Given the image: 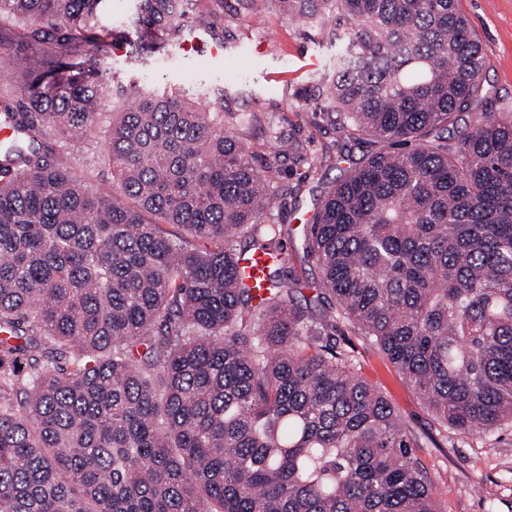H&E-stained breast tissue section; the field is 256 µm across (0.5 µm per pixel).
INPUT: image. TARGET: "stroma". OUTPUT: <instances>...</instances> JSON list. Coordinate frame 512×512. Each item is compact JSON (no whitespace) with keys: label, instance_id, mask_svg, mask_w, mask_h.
<instances>
[{"label":"stroma","instance_id":"1","mask_svg":"<svg viewBox=\"0 0 512 512\" xmlns=\"http://www.w3.org/2000/svg\"><path fill=\"white\" fill-rule=\"evenodd\" d=\"M209 38L224 47L223 64L209 55H188L175 42H157L151 53L118 41L109 46L107 69L99 76L110 87L137 84L187 101L201 100L210 112H275L280 126L307 153L323 159L311 169L284 163L275 177L281 195L274 209L290 227L304 224L321 191L346 172L339 155L360 159L365 145L343 139L330 125L314 77L330 68L336 50L316 31L285 19L275 0L253 12L238 0H208ZM486 57L484 78L504 112H512V0H458ZM122 104L105 101L97 123L80 144L53 137L45 149L69 157L91 191H115L108 142ZM336 342L351 352L354 370L381 391L417 442L416 455L433 486L438 512H512V427L496 430L493 440L444 430L403 382L377 345L349 322L336 324Z\"/></svg>","mask_w":512,"mask_h":512}]
</instances>
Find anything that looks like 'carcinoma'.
<instances>
[{
    "label": "carcinoma",
    "instance_id": "obj_1",
    "mask_svg": "<svg viewBox=\"0 0 512 512\" xmlns=\"http://www.w3.org/2000/svg\"><path fill=\"white\" fill-rule=\"evenodd\" d=\"M108 2L0 0V52L27 75L0 145V512H437L336 321L442 426L512 422V113L491 111L457 0H276L336 45L315 79L329 123L378 145L302 227L319 313L296 302L271 182L317 159L274 112L130 88L116 194L42 151L97 121ZM134 2L141 42L184 36V0ZM259 119L267 157L237 135ZM246 255L271 259L260 289Z\"/></svg>",
    "mask_w": 512,
    "mask_h": 512
}]
</instances>
